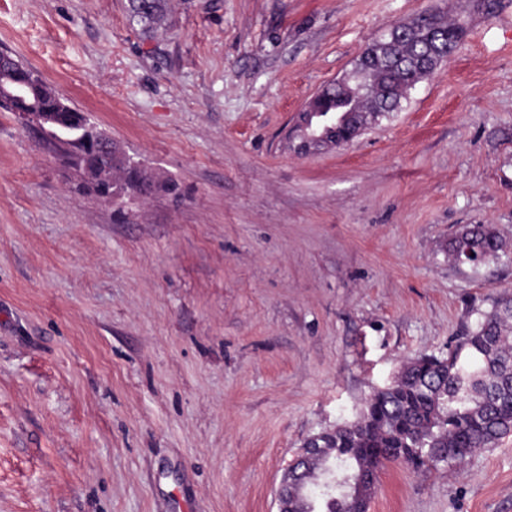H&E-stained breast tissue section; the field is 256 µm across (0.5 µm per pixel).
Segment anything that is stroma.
<instances>
[{
	"label": "stroma",
	"mask_w": 512,
	"mask_h": 512,
	"mask_svg": "<svg viewBox=\"0 0 512 512\" xmlns=\"http://www.w3.org/2000/svg\"><path fill=\"white\" fill-rule=\"evenodd\" d=\"M464 34L345 146L287 139L397 21ZM0 51L171 192L83 189L0 112V512H277L314 434L512 289V0H0ZM485 224L504 248L455 263ZM368 512H512V435ZM167 0H138L129 2V12L133 21L141 25L146 34L153 32L154 26L164 17ZM502 245L484 224H467L449 242L452 259L460 264L482 265L496 257ZM474 253V256H471Z\"/></svg>",
	"instance_id": "35a3bbf8"
}]
</instances>
